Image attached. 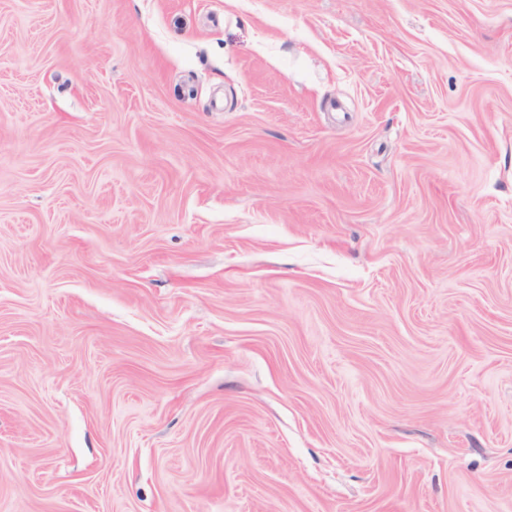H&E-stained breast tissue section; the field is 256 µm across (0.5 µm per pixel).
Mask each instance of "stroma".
Segmentation results:
<instances>
[{
  "mask_svg": "<svg viewBox=\"0 0 512 512\" xmlns=\"http://www.w3.org/2000/svg\"><path fill=\"white\" fill-rule=\"evenodd\" d=\"M0 512H512V0H0Z\"/></svg>",
  "mask_w": 512,
  "mask_h": 512,
  "instance_id": "1",
  "label": "stroma"
}]
</instances>
